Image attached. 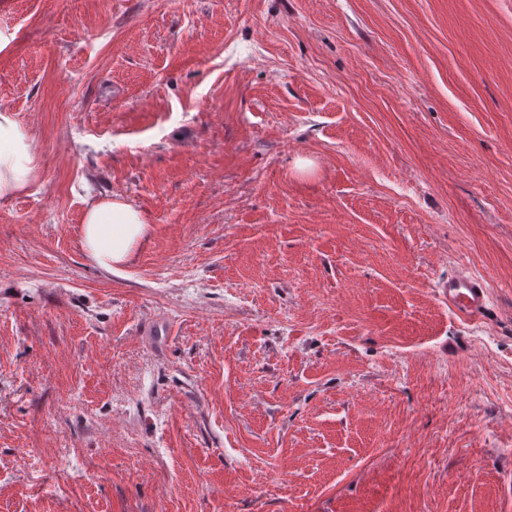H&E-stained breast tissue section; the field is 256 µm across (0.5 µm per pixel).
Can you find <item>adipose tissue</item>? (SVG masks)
I'll list each match as a JSON object with an SVG mask.
<instances>
[{"label":"adipose tissue","instance_id":"ef3b65f1","mask_svg":"<svg viewBox=\"0 0 512 512\" xmlns=\"http://www.w3.org/2000/svg\"><path fill=\"white\" fill-rule=\"evenodd\" d=\"M36 180L33 139L14 112L0 109V203L28 191ZM147 230L143 214L117 198L90 203L80 228L81 245L100 267L126 263Z\"/></svg>","mask_w":512,"mask_h":512}]
</instances>
